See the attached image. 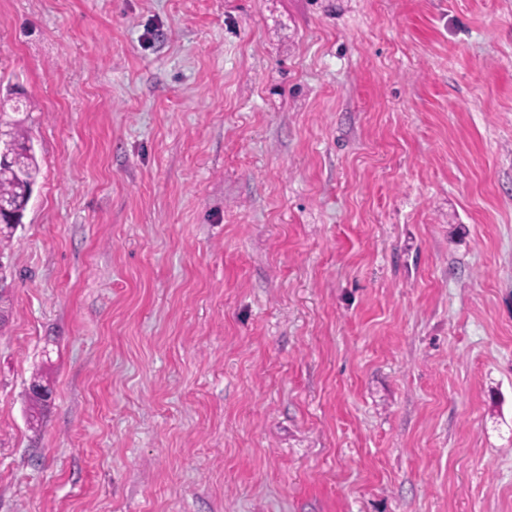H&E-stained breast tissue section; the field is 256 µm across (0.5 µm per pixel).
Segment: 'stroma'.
I'll list each match as a JSON object with an SVG mask.
<instances>
[{
    "mask_svg": "<svg viewBox=\"0 0 512 512\" xmlns=\"http://www.w3.org/2000/svg\"><path fill=\"white\" fill-rule=\"evenodd\" d=\"M0 106V512H512V0H0ZM10 127L11 150L0 160V193L23 203L33 192L39 171L30 137L19 122H4Z\"/></svg>",
    "mask_w": 512,
    "mask_h": 512,
    "instance_id": "stroma-1",
    "label": "stroma"
}]
</instances>
